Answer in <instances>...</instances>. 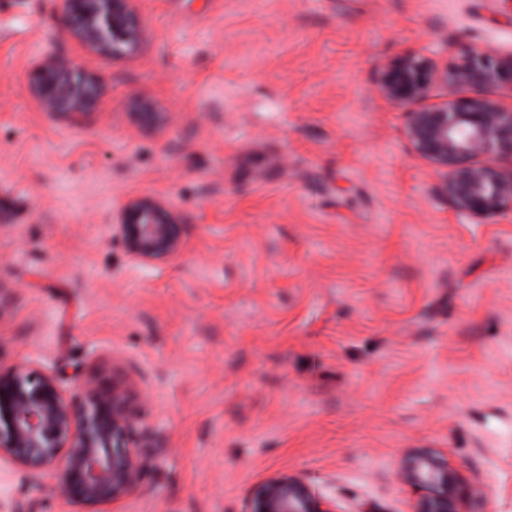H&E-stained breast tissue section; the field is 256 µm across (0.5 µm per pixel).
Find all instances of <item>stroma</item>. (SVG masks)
I'll use <instances>...</instances> for the list:
<instances>
[{
    "mask_svg": "<svg viewBox=\"0 0 512 512\" xmlns=\"http://www.w3.org/2000/svg\"><path fill=\"white\" fill-rule=\"evenodd\" d=\"M133 60L51 0H0V369L129 382L159 465L123 512H244L288 473L409 512L396 462L447 448L512 512V212L461 218L371 91L408 50L512 47V0H141ZM99 76L76 127L26 88L47 42ZM168 120L146 133L130 100ZM188 218L176 260L112 242L128 199ZM0 466V512H66Z\"/></svg>",
    "mask_w": 512,
    "mask_h": 512,
    "instance_id": "obj_1",
    "label": "stroma"
}]
</instances>
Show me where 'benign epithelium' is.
Masks as SVG:
<instances>
[{"label": "benign epithelium", "mask_w": 512, "mask_h": 512, "mask_svg": "<svg viewBox=\"0 0 512 512\" xmlns=\"http://www.w3.org/2000/svg\"><path fill=\"white\" fill-rule=\"evenodd\" d=\"M77 44L102 56L132 59L145 44L139 0H59ZM27 89L38 108L74 126L98 109L102 82L52 45L34 55ZM512 48L469 49L448 63L426 49L387 61L373 94L404 117L409 151L440 178L439 191L462 216L512 211ZM130 121L142 130L166 122L155 100L131 103ZM185 215L152 196L128 199L112 225V241L132 261L165 263L186 247ZM156 434L134 411L127 388L86 385L68 391L52 371L34 374L23 366L0 372V462L35 476L63 461L58 498L71 512H108L138 488L148 467L144 448ZM452 451L411 448L396 469L416 498L410 512H491V483H475L453 464ZM246 512H350L335 496L298 475L258 482Z\"/></svg>", "instance_id": "benign-epithelium-1"}]
</instances>
